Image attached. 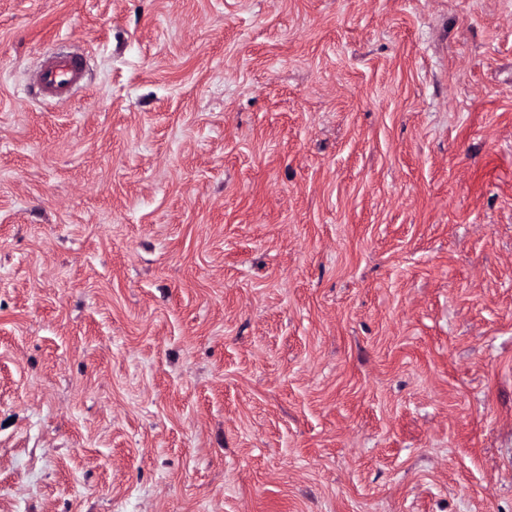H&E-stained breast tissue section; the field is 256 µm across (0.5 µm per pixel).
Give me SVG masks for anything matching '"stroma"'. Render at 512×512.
Wrapping results in <instances>:
<instances>
[{"label":"stroma","mask_w":512,"mask_h":512,"mask_svg":"<svg viewBox=\"0 0 512 512\" xmlns=\"http://www.w3.org/2000/svg\"><path fill=\"white\" fill-rule=\"evenodd\" d=\"M0 512H512V0H0ZM33 76L44 98H68L73 88L84 80V57L71 51L53 52L41 62Z\"/></svg>","instance_id":"1"}]
</instances>
